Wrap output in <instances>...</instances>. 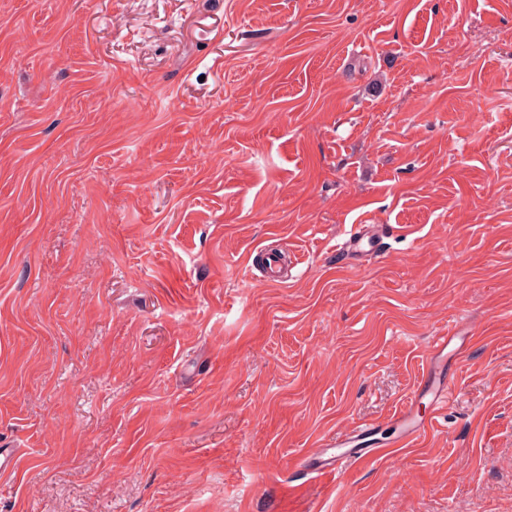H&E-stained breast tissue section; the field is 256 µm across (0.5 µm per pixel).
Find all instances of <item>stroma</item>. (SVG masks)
<instances>
[{
  "mask_svg": "<svg viewBox=\"0 0 512 512\" xmlns=\"http://www.w3.org/2000/svg\"><path fill=\"white\" fill-rule=\"evenodd\" d=\"M0 448V512H512V0H0ZM375 225L360 224L356 230L350 234L349 239L343 244L346 255L353 260H360L368 256L373 250V240L375 238ZM456 336H448V333L439 336H433L430 344V357L426 372H424L421 381L420 391L414 393L406 407L401 410L394 418L393 422L399 429V442L403 444L410 443L421 436L431 427V422H426L422 416L413 410L414 401L417 398L429 397L435 404L436 410H441L447 405L449 398V387L436 378L437 367L448 360V355H452L455 349H449ZM367 425H360L350 432L338 433L327 444L336 452H323L311 456L305 464L304 470L311 478H322L339 474L349 463L368 461L375 457L389 453L390 448L362 447V437L369 430Z\"/></svg>",
  "mask_w": 512,
  "mask_h": 512,
  "instance_id": "35a3bbf8",
  "label": "stroma"
}]
</instances>
